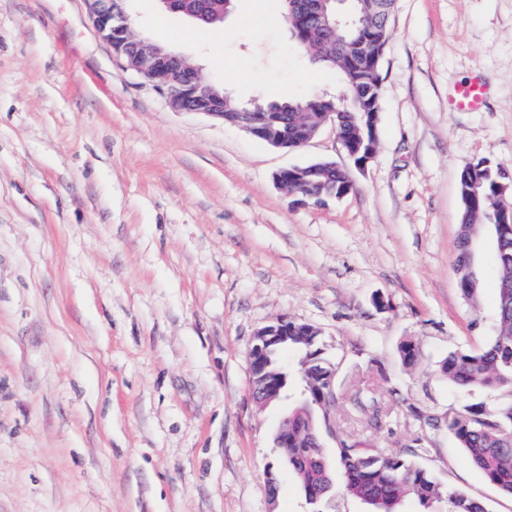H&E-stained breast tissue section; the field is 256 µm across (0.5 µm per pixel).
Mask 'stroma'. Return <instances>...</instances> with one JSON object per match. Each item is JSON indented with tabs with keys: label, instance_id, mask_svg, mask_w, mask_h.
I'll return each mask as SVG.
<instances>
[{
	"label": "stroma",
	"instance_id": "stroma-1",
	"mask_svg": "<svg viewBox=\"0 0 512 512\" xmlns=\"http://www.w3.org/2000/svg\"><path fill=\"white\" fill-rule=\"evenodd\" d=\"M129 13L241 101L343 97L284 0H234L217 30L158 0ZM474 77L482 107L449 111ZM320 159L350 164L332 127L288 151L172 110L87 0H0V512H308L293 477H264L288 405L249 393L254 335L282 316L320 328L344 372L385 373L393 405L512 399L439 370L497 322L490 242L477 302L460 290L458 180L481 160L512 174V0H396L375 156L321 206L276 186ZM405 340L420 365L403 366ZM349 414L339 403L349 437L382 448L419 429L395 414L367 435ZM427 436L441 481L512 512L451 436Z\"/></svg>",
	"mask_w": 512,
	"mask_h": 512
}]
</instances>
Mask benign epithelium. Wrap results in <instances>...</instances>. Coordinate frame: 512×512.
I'll use <instances>...</instances> for the list:
<instances>
[{"instance_id": "benign-epithelium-1", "label": "benign epithelium", "mask_w": 512, "mask_h": 512, "mask_svg": "<svg viewBox=\"0 0 512 512\" xmlns=\"http://www.w3.org/2000/svg\"><path fill=\"white\" fill-rule=\"evenodd\" d=\"M91 19L96 30L112 46L115 55L125 66L140 74L157 92L165 96L169 106L177 112L201 113L212 118L237 126L252 136L277 147H288L289 131L283 127L289 125L288 118L273 112H251L243 109L239 112L224 111L226 94L219 92L215 85L202 79L198 66L188 62L185 55L150 43L144 38H129L132 27L129 16L122 7V0H87ZM288 9L298 10L318 22L336 37V45L343 41L337 38V26L342 14L336 12V0H286ZM363 109L369 119L368 136H343L336 138L356 169L362 170L373 158L376 150L377 126L381 111L378 98L363 99ZM323 169L329 172H341L345 181L338 193L330 197H343L353 188L352 171L328 163L293 166L279 170L274 181L283 191H288V182L310 171ZM491 243L499 251H505L512 241V210L504 211L501 223L488 234ZM483 236L472 231L463 241V264L459 273L469 287L476 282V251ZM288 322L290 318L280 317L273 323L257 330L249 354L250 394L255 403L265 406L273 401L288 397L282 390V378L267 369L279 358V352L288 347Z\"/></svg>"}]
</instances>
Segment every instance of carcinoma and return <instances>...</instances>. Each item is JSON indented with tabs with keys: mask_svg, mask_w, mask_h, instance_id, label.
<instances>
[{
	"mask_svg": "<svg viewBox=\"0 0 512 512\" xmlns=\"http://www.w3.org/2000/svg\"><path fill=\"white\" fill-rule=\"evenodd\" d=\"M181 6L205 28L224 23L225 0H184ZM303 34L297 45L314 62L336 70L345 86V102L311 96L281 103L255 102L252 107L268 111L277 107L285 112H320L330 108L358 112L353 101L358 74L350 65L346 52L338 53L325 31L307 18L298 20ZM496 172L484 175L480 163L464 168L459 176L462 201L460 233L471 224L486 220L487 225L498 222L502 206L497 204ZM326 178L317 175L310 180L292 184L290 191L297 195L328 196L321 183ZM497 261L498 325L492 336L478 350L453 349L440 361L441 373L448 382L463 390L483 389L512 393V288L503 287L512 281V257ZM316 326L298 322L288 329L289 345L295 348L302 379L313 400L323 403L314 411L308 402L288 407V414H304L315 428L327 418L329 398L324 377L332 368H341V360H333L324 351L322 337L313 335ZM402 363L415 366L422 360L420 347L407 340L400 344ZM388 382L382 372L362 379L344 390H336V400L350 403L351 413L365 429L380 427L387 416V401L382 389ZM442 429L464 448L468 462L479 469L502 493L512 496V402L495 410L481 404L466 405L448 417ZM336 456L328 458L325 450L312 443L306 429L288 430V472L300 484L306 502L316 512L337 497L354 498L371 508V512H401L400 504L415 497L423 512H488L486 505L464 491L443 483L422 459L428 453L427 438L417 436L400 448H376L365 439L350 440L336 430Z\"/></svg>",
	"mask_w": 512,
	"mask_h": 512,
	"instance_id": "cac0c4a2",
	"label": "carcinoma"
}]
</instances>
